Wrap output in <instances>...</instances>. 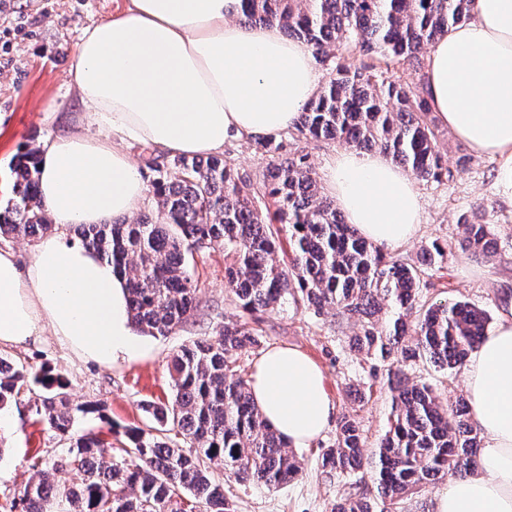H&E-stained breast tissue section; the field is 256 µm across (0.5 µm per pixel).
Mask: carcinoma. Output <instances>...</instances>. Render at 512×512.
Listing matches in <instances>:
<instances>
[{
    "label": "carcinoma",
    "mask_w": 512,
    "mask_h": 512,
    "mask_svg": "<svg viewBox=\"0 0 512 512\" xmlns=\"http://www.w3.org/2000/svg\"><path fill=\"white\" fill-rule=\"evenodd\" d=\"M475 0H240L237 19L279 25L303 40L329 73L319 94L301 111L300 134L338 140L359 149H378L423 181L452 176L435 148L436 133L423 78L396 83L394 65L421 70V53L448 29L466 21ZM357 54L360 63L346 62ZM282 144L258 140L255 150L273 154L264 186L274 211L253 204L251 184L216 156L170 161L152 157L146 166L156 211L135 222L79 224L69 230L81 245L110 262L126 278L132 327L166 336L195 310L187 273L202 248L222 246L233 257L227 283L248 314L287 302L296 290L316 315L336 310L355 320L360 332L352 348L385 360L425 359L454 370L484 336L490 316L465 301H439L416 308L421 271L393 259L339 218L335 203L321 191L308 156L282 157ZM39 150L28 147L13 166V196L0 206V238H35L54 231L38 186ZM288 233L292 260L277 258L272 224ZM461 248L491 256L489 224L465 225ZM402 309L380 325L385 304ZM260 346L245 322L227 323L215 336L180 349L171 360L173 397L146 403L151 425L128 427L123 458L92 430L75 439L50 468L31 476L9 512H45L55 499L64 512H178L174 497L188 491L204 512H231L224 483L208 463L218 460L238 482L277 489L300 471L288 444L263 420L250 384L235 373L234 355ZM392 410L378 450L363 455L357 423L341 417L336 439L321 455L329 472L369 468L375 492L341 496L331 512H401L404 499L440 475L459 477L478 461L480 432L469 406L443 405L431 387L409 385L400 374L388 379ZM43 390L36 414L65 436L75 423L68 383L46 370L31 373L0 355V411L31 384ZM70 468L82 472L76 487L50 476Z\"/></svg>",
    "instance_id": "cac0c4a2"
}]
</instances>
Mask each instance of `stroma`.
<instances>
[{
    "label": "stroma",
    "mask_w": 512,
    "mask_h": 512,
    "mask_svg": "<svg viewBox=\"0 0 512 512\" xmlns=\"http://www.w3.org/2000/svg\"><path fill=\"white\" fill-rule=\"evenodd\" d=\"M128 0H0V158H17L25 146L40 144L61 131L60 123H42L47 105H55L62 118L80 111L69 85V67L82 30L121 12ZM439 150L453 171L450 180L416 184L422 224L410 242L390 249L391 257L419 264L423 248L439 243L447 255L442 263L426 268L418 302L427 306L440 300L466 301L488 312L492 320L512 308V172L502 161L470 155L466 144L446 127L437 130ZM286 148L307 154L317 181H324L326 167L339 146L326 140L304 138L294 130L279 137ZM224 157L239 175L255 188V206L272 208L264 192L263 172L269 156L256 152L253 141L232 140ZM485 216L497 242L495 256L475 259L459 241L465 220ZM230 263L223 247L197 251L188 270L197 286V308L192 317L168 336L137 334L144 355L120 357L104 365L79 357L60 337L45 334L7 354L32 370L43 368L62 374L69 382L72 404L90 406L80 415L77 429H92L104 442H117V428L146 427L149 419L141 409L147 402H164L172 395L169 374L173 355L193 341L214 335L226 322L247 319L261 340L259 348L239 353V376L250 378L264 349L288 346L304 352L325 376V388L337 412L352 415L359 423L368 448L383 435L391 406L388 378L403 372L409 383L430 384L441 401L465 394L463 369L446 371L426 361H385L350 349L348 342L359 327L331 311L315 315L300 296L251 316L245 315L226 285ZM38 393L21 394L16 403L0 412L7 425L0 429L6 440L0 449V504L17 497L31 476L33 462H48L62 455L68 440L62 439L36 419ZM335 427L309 447L296 449L301 463L298 475L277 489L256 482L236 483L224 474L221 462L211 470L224 483L234 512H330L337 497L371 488L368 472L328 474L320 456L335 440Z\"/></svg>",
    "instance_id": "1"
}]
</instances>
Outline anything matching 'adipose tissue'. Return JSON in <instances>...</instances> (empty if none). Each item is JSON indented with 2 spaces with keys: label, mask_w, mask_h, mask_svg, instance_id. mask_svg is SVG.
Segmentation results:
<instances>
[{
  "label": "adipose tissue",
  "mask_w": 512,
  "mask_h": 512,
  "mask_svg": "<svg viewBox=\"0 0 512 512\" xmlns=\"http://www.w3.org/2000/svg\"><path fill=\"white\" fill-rule=\"evenodd\" d=\"M239 9L240 0H129L83 30L69 69L83 109L40 146L39 192L55 230L28 262L0 249V346L27 345L49 329L102 364L140 353L123 279L66 236L71 225L140 209L147 184L129 143L194 157L293 128L319 91L313 53L278 27L238 22ZM474 14L434 44L423 81L438 123L512 167V0H476ZM326 180L366 240L392 249L418 234V191L386 155L338 151ZM464 373L485 445L476 467L434 497L432 512H512V311ZM251 393L292 448L310 445L335 414L321 369L291 347L259 357Z\"/></svg>",
  "instance_id": "ef3b65f1"
}]
</instances>
